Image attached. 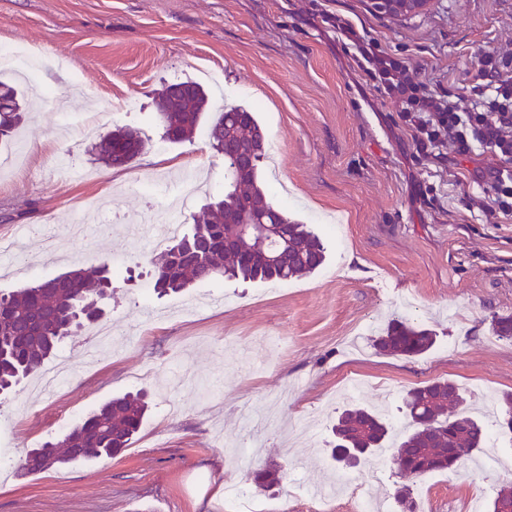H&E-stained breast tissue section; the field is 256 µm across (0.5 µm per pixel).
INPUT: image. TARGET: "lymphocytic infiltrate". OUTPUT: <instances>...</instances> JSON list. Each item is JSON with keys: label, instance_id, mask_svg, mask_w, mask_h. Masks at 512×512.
<instances>
[{"label": "lymphocytic infiltrate", "instance_id": "1", "mask_svg": "<svg viewBox=\"0 0 512 512\" xmlns=\"http://www.w3.org/2000/svg\"><path fill=\"white\" fill-rule=\"evenodd\" d=\"M357 51L359 67L395 103L416 154L435 160L444 152L492 160L486 186L474 204L487 223L512 219V62L498 52L482 53L479 82L471 94L441 96L421 81L406 60L364 41L343 24Z\"/></svg>", "mask_w": 512, "mask_h": 512}]
</instances>
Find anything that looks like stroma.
<instances>
[{
    "instance_id": "1",
    "label": "stroma",
    "mask_w": 512,
    "mask_h": 512,
    "mask_svg": "<svg viewBox=\"0 0 512 512\" xmlns=\"http://www.w3.org/2000/svg\"><path fill=\"white\" fill-rule=\"evenodd\" d=\"M374 0H0V45L34 52L38 81L69 94L64 112L40 101L10 143L0 145V238L35 232L17 256L0 258V292L91 265H122L99 327L106 355L85 363L79 336L53 358L67 375L42 400L23 381L0 396V512H205L218 485L240 484L255 512H312L303 492L331 480L328 443L343 409L380 412L403 429L412 388L449 380L465 392L501 453L512 456L481 401L512 393V340L491 319L512 315V221L486 223L472 205L483 158L419 161L394 104L358 67L344 36L325 22L344 15L382 48L407 57L438 93L466 94L486 51H512V0H430L409 17ZM212 87L211 105L252 108L279 161H264L270 202L311 225L327 260L287 282L222 279L157 297L152 239L130 224L170 219L167 191L198 173L183 225L207 196L224 192V158L206 132L172 144L155 100L168 84ZM137 108L122 112L119 101ZM71 113L61 130L63 113ZM136 129L145 151L125 169L95 158L100 135ZM437 334L416 358L376 353L391 319ZM147 392L150 411L115 457L75 461L22 476L30 449L69 431L88 412L128 392ZM250 449L229 465L231 443ZM354 467L355 485L384 496L409 485L417 512H469L490 504L512 472L471 466L420 478L401 474L384 449ZM280 481L257 487L252 469Z\"/></svg>"
}]
</instances>
